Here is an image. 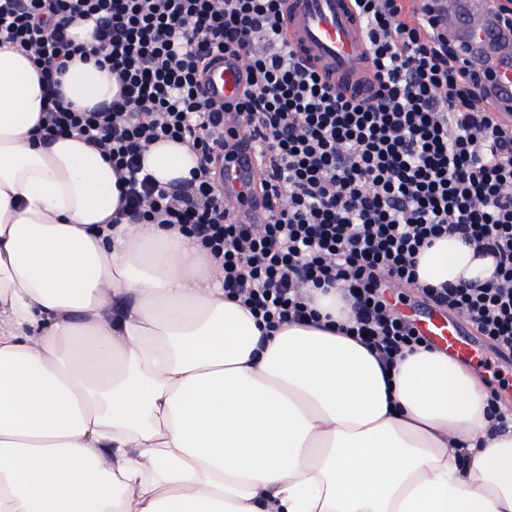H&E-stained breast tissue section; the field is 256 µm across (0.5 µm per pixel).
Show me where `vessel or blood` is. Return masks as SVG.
<instances>
[{
  "mask_svg": "<svg viewBox=\"0 0 512 512\" xmlns=\"http://www.w3.org/2000/svg\"><path fill=\"white\" fill-rule=\"evenodd\" d=\"M434 5L441 11L440 31L458 40L466 58L494 72L491 100L501 109L511 108L512 52L505 50L491 12L474 11L469 0H435ZM282 33L329 85L361 98L373 93L375 79L367 60L365 27L352 0H288ZM203 86L214 103L233 101L242 90L238 63L232 59L215 62L205 74ZM265 169L261 154L245 143L224 175L226 206L254 224L264 220L262 203L242 204L237 192L243 183L258 181ZM417 327L450 356L475 361L477 351L464 340L458 323L429 314L418 321Z\"/></svg>",
  "mask_w": 512,
  "mask_h": 512,
  "instance_id": "vessel-or-blood-1",
  "label": "vessel or blood"
}]
</instances>
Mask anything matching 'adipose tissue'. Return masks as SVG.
<instances>
[{
	"instance_id": "ef3b65f1",
	"label": "adipose tissue",
	"mask_w": 512,
	"mask_h": 512,
	"mask_svg": "<svg viewBox=\"0 0 512 512\" xmlns=\"http://www.w3.org/2000/svg\"><path fill=\"white\" fill-rule=\"evenodd\" d=\"M110 103L108 69L62 76ZM39 74L0 43V512H512V432L489 437L480 381L440 350L392 368L341 333L263 335L200 241L115 221L100 151L33 136ZM186 145L145 165L189 177ZM445 237L421 282H482Z\"/></svg>"
}]
</instances>
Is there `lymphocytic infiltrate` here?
Returning a JSON list of instances; mask_svg holds the SVG:
<instances>
[{
    "label": "lymphocytic infiltrate",
    "mask_w": 512,
    "mask_h": 512,
    "mask_svg": "<svg viewBox=\"0 0 512 512\" xmlns=\"http://www.w3.org/2000/svg\"><path fill=\"white\" fill-rule=\"evenodd\" d=\"M367 28L377 86L357 100L331 88L281 36L286 0H0V42L28 52L47 84L42 138L70 134L98 147L118 174L119 218L187 230L209 251L224 292L267 330L314 317L310 292L342 288L346 335L382 363L429 347L386 288L401 284L461 315L499 355H512V122L489 103L487 75L438 32L431 6L352 0ZM89 21L92 39L73 26ZM244 64L233 105L270 170L259 186L264 223L224 205L218 180L237 136L202 91L218 57ZM101 60L119 99L79 111L58 78ZM188 145L197 165L183 187L161 185L141 158L161 139ZM453 235L491 258V277L420 283V252Z\"/></svg>",
    "instance_id": "f902f5d3"
}]
</instances>
